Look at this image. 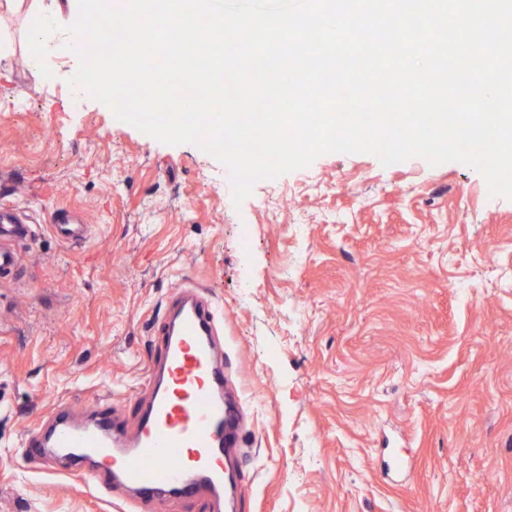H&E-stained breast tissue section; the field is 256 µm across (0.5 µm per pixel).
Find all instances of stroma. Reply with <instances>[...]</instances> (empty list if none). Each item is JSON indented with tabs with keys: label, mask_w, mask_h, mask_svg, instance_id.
<instances>
[{
	"label": "stroma",
	"mask_w": 512,
	"mask_h": 512,
	"mask_svg": "<svg viewBox=\"0 0 512 512\" xmlns=\"http://www.w3.org/2000/svg\"><path fill=\"white\" fill-rule=\"evenodd\" d=\"M0 207L37 236L0 279V512H128L27 434L105 395L126 424L150 392L153 334L180 286L223 312L240 390L237 512H512V200L460 162L329 153L234 203L226 167L44 78L27 13H4ZM81 218L77 244L52 229ZM412 462L399 476L393 452Z\"/></svg>",
	"instance_id": "1"
}]
</instances>
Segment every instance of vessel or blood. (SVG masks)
I'll return each mask as SVG.
<instances>
[{"label":"vessel or blood","mask_w":512,"mask_h":512,"mask_svg":"<svg viewBox=\"0 0 512 512\" xmlns=\"http://www.w3.org/2000/svg\"><path fill=\"white\" fill-rule=\"evenodd\" d=\"M34 234L19 214L0 211V269L20 263L4 239ZM177 304L176 317L154 339L152 390L135 427H126L116 404L103 397L85 422L53 417L49 437L28 439V456L58 452L91 462L89 488L104 491L101 477L111 476L130 490L135 512H159L172 497L192 502L205 491L223 496L230 450L245 417L224 396V349L217 339L222 316L201 289L178 292Z\"/></svg>","instance_id":"vessel-or-blood-1"}]
</instances>
